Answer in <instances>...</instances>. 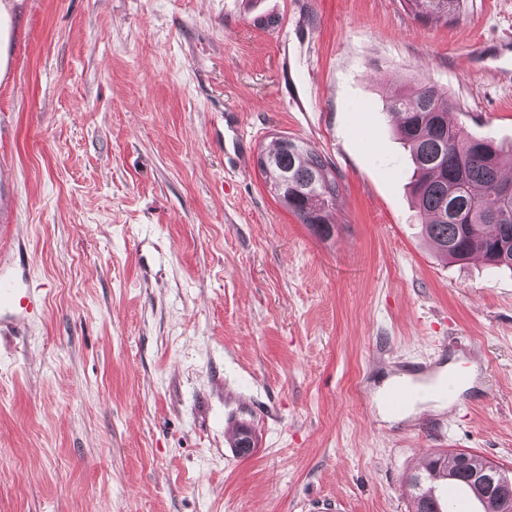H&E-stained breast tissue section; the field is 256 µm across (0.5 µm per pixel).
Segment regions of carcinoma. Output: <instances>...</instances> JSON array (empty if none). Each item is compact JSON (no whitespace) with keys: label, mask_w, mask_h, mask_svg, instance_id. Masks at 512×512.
<instances>
[{"label":"carcinoma","mask_w":512,"mask_h":512,"mask_svg":"<svg viewBox=\"0 0 512 512\" xmlns=\"http://www.w3.org/2000/svg\"><path fill=\"white\" fill-rule=\"evenodd\" d=\"M418 18L459 17L464 0H407ZM385 106L400 115L397 134L409 148L414 165L415 206L424 232L436 251L448 260L481 257L512 269V187L503 177L505 160L488 135L471 132L448 121L447 91L421 83L413 92L399 89L385 96ZM267 164L258 169L270 195L320 238L333 235L331 212L340 185L328 160L295 138L281 136L274 147L260 151ZM499 470L485 458L456 452L426 461L410 476L419 512H441L432 495L434 480L463 485L482 512H512V494L492 490L480 498L472 489L475 473Z\"/></svg>","instance_id":"obj_1"}]
</instances>
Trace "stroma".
<instances>
[{"mask_svg":"<svg viewBox=\"0 0 512 512\" xmlns=\"http://www.w3.org/2000/svg\"><path fill=\"white\" fill-rule=\"evenodd\" d=\"M512 147V0H0V512H410L426 456L512 469V271L440 259L383 97ZM332 164L324 240L255 165ZM445 406L381 413L399 370ZM252 431L239 454L224 428ZM417 18L437 17L448 21V15L457 18L463 12L464 0H407ZM37 304L23 280L0 278V338H13L37 315Z\"/></svg>","mask_w":512,"mask_h":512,"instance_id":"obj_1","label":"stroma"}]
</instances>
